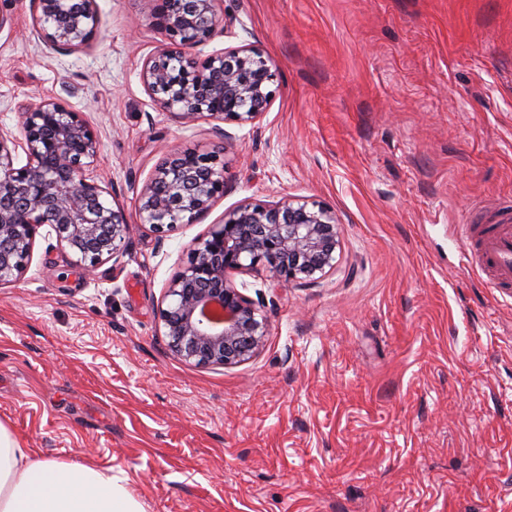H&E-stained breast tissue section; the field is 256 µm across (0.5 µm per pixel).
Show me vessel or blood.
I'll return each mask as SVG.
<instances>
[{
	"mask_svg": "<svg viewBox=\"0 0 512 512\" xmlns=\"http://www.w3.org/2000/svg\"><path fill=\"white\" fill-rule=\"evenodd\" d=\"M465 237L494 286L504 290L512 288V220L469 225Z\"/></svg>",
	"mask_w": 512,
	"mask_h": 512,
	"instance_id": "vessel-or-blood-1",
	"label": "vessel or blood"
}]
</instances>
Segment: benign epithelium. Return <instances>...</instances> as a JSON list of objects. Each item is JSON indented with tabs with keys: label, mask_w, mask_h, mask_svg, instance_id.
Instances as JSON below:
<instances>
[{
	"label": "benign epithelium",
	"mask_w": 512,
	"mask_h": 512,
	"mask_svg": "<svg viewBox=\"0 0 512 512\" xmlns=\"http://www.w3.org/2000/svg\"><path fill=\"white\" fill-rule=\"evenodd\" d=\"M166 44L146 59L142 81L151 98L178 120L208 117L254 124L269 111L278 67L250 46L226 48L200 61L187 50L207 43L221 0H146ZM36 33L53 51L90 46L98 28L95 0H30ZM22 139L0 133V288L19 280L36 235L50 227L76 266L93 270L113 259L130 232L124 208L109 203L92 176L97 133L61 98L21 115ZM26 163L17 165L18 152ZM225 150L186 149L162 160L139 193L138 224L163 236L195 224L224 195ZM338 219L320 205L285 198L243 201L224 212L170 282L160 310L172 350L184 361L224 368L264 346L266 317L237 288L233 273L258 266L280 285L306 284L335 266Z\"/></svg>",
	"instance_id": "7a95c632"
}]
</instances>
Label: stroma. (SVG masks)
<instances>
[{"mask_svg": "<svg viewBox=\"0 0 512 512\" xmlns=\"http://www.w3.org/2000/svg\"><path fill=\"white\" fill-rule=\"evenodd\" d=\"M87 50L54 52L29 0H0V131L60 97L99 138L94 178L134 218L181 122L141 78L146 0H96ZM280 66L272 106L226 122L227 186L165 236L134 224L87 271L41 227L0 288V423L33 459L93 463L144 512H512V297L460 232L512 212V0H223ZM332 208L334 269L248 275L268 334L233 367L169 348L158 309L195 241L239 202Z\"/></svg>", "mask_w": 512, "mask_h": 512, "instance_id": "stroma-1", "label": "stroma"}]
</instances>
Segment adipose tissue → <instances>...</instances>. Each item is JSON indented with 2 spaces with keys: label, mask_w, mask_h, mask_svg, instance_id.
Listing matches in <instances>:
<instances>
[{
  "label": "adipose tissue",
  "mask_w": 512,
  "mask_h": 512,
  "mask_svg": "<svg viewBox=\"0 0 512 512\" xmlns=\"http://www.w3.org/2000/svg\"><path fill=\"white\" fill-rule=\"evenodd\" d=\"M0 512H142L121 479L92 464L31 460L0 424Z\"/></svg>",
  "instance_id": "obj_1"
}]
</instances>
